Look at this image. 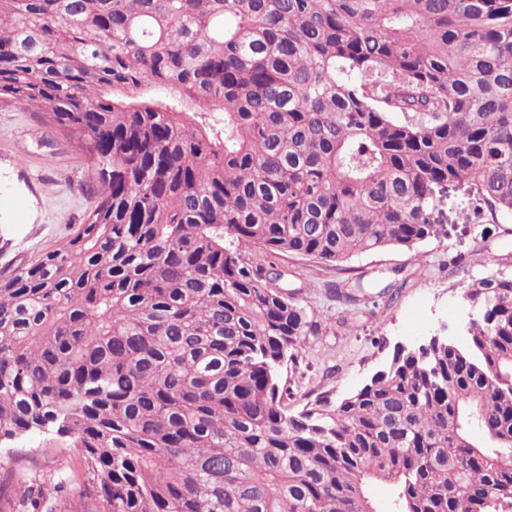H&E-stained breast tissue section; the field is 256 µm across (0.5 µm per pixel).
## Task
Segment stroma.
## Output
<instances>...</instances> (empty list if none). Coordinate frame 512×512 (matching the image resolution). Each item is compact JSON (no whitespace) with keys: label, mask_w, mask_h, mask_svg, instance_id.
Instances as JSON below:
<instances>
[{"label":"stroma","mask_w":512,"mask_h":512,"mask_svg":"<svg viewBox=\"0 0 512 512\" xmlns=\"http://www.w3.org/2000/svg\"><path fill=\"white\" fill-rule=\"evenodd\" d=\"M89 162L82 151L45 122L41 110L0 99V272L54 249L96 203ZM447 235L411 250L389 248L336 264L250 248L251 262L287 272L288 288L318 323L290 382L288 413L317 397L356 388L390 354L394 344L458 335L462 296L490 274L512 276V221L469 224L460 195L443 206ZM361 282L355 301L330 290ZM0 464L27 473L76 467L72 442L54 433L0 443Z\"/></svg>","instance_id":"35a3bbf8"}]
</instances>
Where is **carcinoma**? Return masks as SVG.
<instances>
[{
    "label": "carcinoma",
    "instance_id": "1",
    "mask_svg": "<svg viewBox=\"0 0 512 512\" xmlns=\"http://www.w3.org/2000/svg\"><path fill=\"white\" fill-rule=\"evenodd\" d=\"M0 95L90 161L97 203L0 276V440L79 467L24 512H505L512 277L467 344L397 347L285 411L318 333L245 249L344 263L512 219V0H0Z\"/></svg>",
    "mask_w": 512,
    "mask_h": 512
}]
</instances>
